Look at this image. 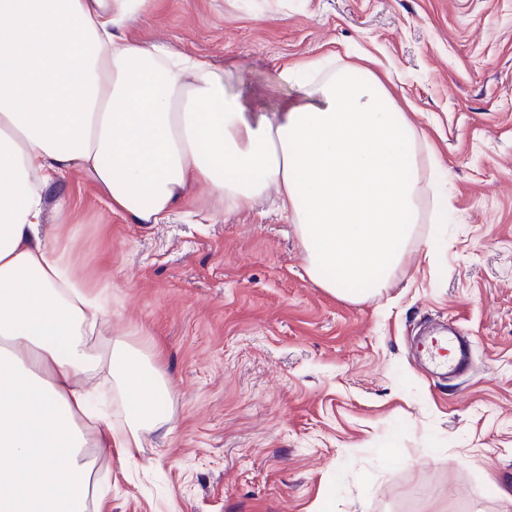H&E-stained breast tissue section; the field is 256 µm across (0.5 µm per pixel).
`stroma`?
<instances>
[{"label":"stroma","instance_id":"obj_1","mask_svg":"<svg viewBox=\"0 0 512 512\" xmlns=\"http://www.w3.org/2000/svg\"><path fill=\"white\" fill-rule=\"evenodd\" d=\"M127 33L223 68L228 95L275 112L281 65L332 52L370 68L434 145L411 251L361 302L310 281L268 190L231 210L206 187L132 224L79 178L48 218L108 328L170 394L137 468L90 448L106 512H504L512 492V0H153ZM453 323L473 369L444 380L416 336Z\"/></svg>","mask_w":512,"mask_h":512}]
</instances>
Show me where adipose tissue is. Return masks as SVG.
I'll list each match as a JSON object with an SVG mask.
<instances>
[{"mask_svg": "<svg viewBox=\"0 0 512 512\" xmlns=\"http://www.w3.org/2000/svg\"><path fill=\"white\" fill-rule=\"evenodd\" d=\"M149 6L0 0V512H102L91 439L140 447L169 393L108 337L109 294L42 232L48 214L69 217V174L135 224L160 223L200 183L231 209L276 188L310 280L351 302L388 287L418 243L435 157L377 74L311 82L323 59L291 61L281 77L299 97L249 112L210 62L123 35ZM104 369L125 396L121 432L84 384Z\"/></svg>", "mask_w": 512, "mask_h": 512, "instance_id": "ef3b65f1", "label": "adipose tissue"}]
</instances>
